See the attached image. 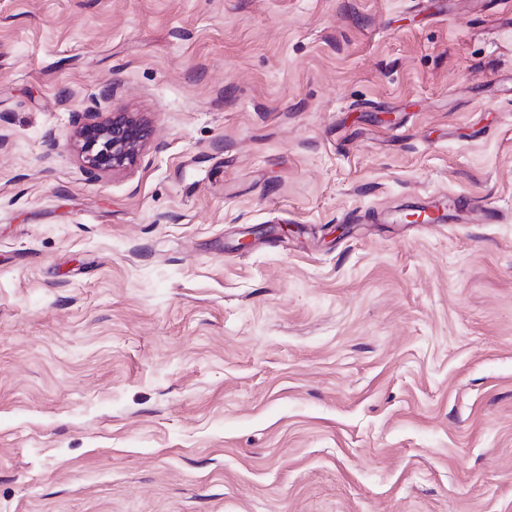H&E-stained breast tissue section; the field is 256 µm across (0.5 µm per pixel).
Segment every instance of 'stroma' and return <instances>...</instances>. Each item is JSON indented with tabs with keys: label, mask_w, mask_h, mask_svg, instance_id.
Segmentation results:
<instances>
[{
	"label": "stroma",
	"mask_w": 512,
	"mask_h": 512,
	"mask_svg": "<svg viewBox=\"0 0 512 512\" xmlns=\"http://www.w3.org/2000/svg\"><path fill=\"white\" fill-rule=\"evenodd\" d=\"M0 133V512H512V0H0ZM75 112L73 140L83 162L102 172L127 168L139 157L150 131L135 112ZM83 117V118H82Z\"/></svg>",
	"instance_id": "stroma-1"
}]
</instances>
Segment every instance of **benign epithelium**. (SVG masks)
I'll use <instances>...</instances> for the list:
<instances>
[{
  "mask_svg": "<svg viewBox=\"0 0 512 512\" xmlns=\"http://www.w3.org/2000/svg\"><path fill=\"white\" fill-rule=\"evenodd\" d=\"M73 140L83 162L102 172L132 165L146 144L150 131L135 112H79Z\"/></svg>",
  "mask_w": 512,
  "mask_h": 512,
  "instance_id": "7a95c632",
  "label": "benign epithelium"
}]
</instances>
